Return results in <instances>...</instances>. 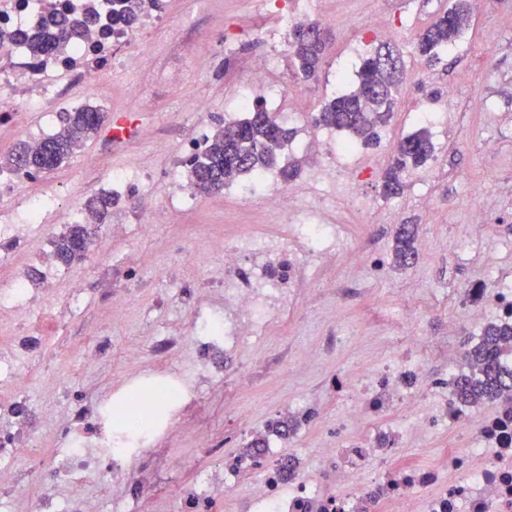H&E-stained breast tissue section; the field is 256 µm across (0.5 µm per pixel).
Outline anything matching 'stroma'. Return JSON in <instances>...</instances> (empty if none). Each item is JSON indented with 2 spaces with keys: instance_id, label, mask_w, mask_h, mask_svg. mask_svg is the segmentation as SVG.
<instances>
[{
  "instance_id": "1",
  "label": "stroma",
  "mask_w": 512,
  "mask_h": 512,
  "mask_svg": "<svg viewBox=\"0 0 512 512\" xmlns=\"http://www.w3.org/2000/svg\"><path fill=\"white\" fill-rule=\"evenodd\" d=\"M223 2V8L206 11L197 0H164L166 21L153 31L157 41H173L186 18L198 31L173 59L181 83L172 93L147 97L139 106L123 97L119 72L86 79L85 99L100 98L106 118L70 159L44 173L52 194L46 224L54 226V234L65 232L75 205L111 191L113 169L145 162L167 171L178 160L183 139L212 135L223 126L225 113L238 111L244 96L267 102L269 111L287 116L297 131L282 160L298 168L294 182L300 206L320 203L327 223L341 224L342 239L335 262L306 282L305 299L287 318H274L261 338L245 344L239 358L257 366L283 347L297 354L314 349L331 333L349 335L351 341L335 356L316 357L294 373L237 384L229 397L202 386L198 407L156 460L154 497L140 502L135 512H172L174 488L213 463V456L197 447L195 433L219 439L239 420L263 425L280 403L300 397L312 400L314 417L287 442L297 448L299 462L307 463L351 403L349 395L330 387V377L376 369L400 353L395 314L412 313L418 334L429 344L422 360L434 377L442 378L453 361L442 344L464 349L473 342L474 329L458 305L461 289L476 281L492 290L512 284V0H482L457 45L431 67L414 48L416 36L447 9L448 0H304L300 19L328 23L331 31L319 77L302 79L285 53L268 89L251 85L246 68L289 37V28L280 22L272 0ZM490 46L496 53L489 60L485 50ZM378 47L399 53L405 80L378 142L353 151L350 176L338 178L325 156L304 148L307 140L328 134L312 118L327 97L352 85L362 54ZM297 99L304 109L295 113L291 107ZM197 100L207 101L208 111H196ZM428 113L438 116L437 124L429 126L434 159L404 173L400 196L384 198L381 176L398 141L424 124ZM142 126L152 127L154 136H140ZM117 127L131 134L122 149L111 151L107 143ZM477 209L484 211V222L474 221ZM276 221L275 215L242 209L235 198L217 194L173 211L153 238L114 240L105 254L89 243L86 258L66 266L58 284L60 303L71 306L68 328L46 340L31 372L28 399L47 426L39 446H62L51 427L67 412L68 396L94 404L122 389L130 374L156 368L144 341L188 319L189 309L172 297V284L192 267L223 264L225 225ZM400 224L418 227V259L408 269L392 262ZM175 231L183 237L178 251L166 246ZM359 250L381 256L382 270L364 271L354 258ZM131 253L146 261L143 281L125 309L114 314L103 303L112 286V261ZM91 323L111 335L112 360L83 369L79 346ZM133 342L141 348L130 361L125 351ZM467 445L451 428L405 440L400 454L429 464L440 449Z\"/></svg>"
}]
</instances>
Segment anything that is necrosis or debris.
<instances>
[{
  "mask_svg": "<svg viewBox=\"0 0 512 512\" xmlns=\"http://www.w3.org/2000/svg\"><path fill=\"white\" fill-rule=\"evenodd\" d=\"M103 2L0 0V32L26 31L30 18L53 12L78 16ZM158 22V9L148 4L134 25L109 30L88 26L71 39L63 54L39 60L28 56L21 41H14L10 58L0 61V127L9 125L31 101L53 107L72 104L74 86L119 64L122 49H130L140 64L168 61L166 46L149 37ZM264 183L258 195L239 181L230 183L241 204L279 214L281 222L271 231L261 224H246L225 237L223 267L206 271L207 281L224 290V312L197 305L198 278L185 277L180 288L192 316L151 344L160 361L192 358L194 374H138L128 380L132 386L146 384L171 394L162 414L148 427L125 428L115 421L111 403L90 406L76 398L60 427L67 447H36L33 438L43 432L44 424L27 404L31 376L13 371L11 361L22 355L36 358L45 338L23 331L0 339V376L9 377L0 402L11 415L10 423L0 426V504L11 501L21 484L38 488L32 512H100L98 499L87 491L91 485L121 488L127 503L153 496L150 474L159 446L196 408L199 384L209 380L223 386L228 361L275 316L287 314L299 283L309 275L305 258L326 265L336 257L338 225L323 223L317 211L300 212L296 186L270 175ZM42 190L37 175L17 173L0 180V257L30 254V225L43 217L36 209ZM184 194L179 170L171 169L167 204L145 201L144 219L131 226H113V235L152 237ZM58 276L57 268L45 266L36 291L17 274L0 279V311H27L41 301L51 309L50 324L56 332H64V314L54 306ZM461 296L465 316L476 325H485L491 308L499 318L512 320L511 287L491 294L478 282L463 288ZM401 323L405 348L400 359L362 372L354 382L344 374L330 379L332 387L350 386L355 391L349 420L387 416L389 425L363 442L343 445L337 437H327L304 467L296 465L294 449L271 447L268 434L276 424L272 418L260 429L238 422L221 441L199 433L201 446L221 458L222 464L178 486L175 512H214L219 494L231 491L245 477L250 484L241 498V512H381L385 507L390 512H512V413L501 408L484 418L478 406L456 405L449 392L451 378L430 375L416 355L423 339L411 317L402 316ZM451 424L470 435L465 452L442 449L439 461L430 465L399 458L397 450L408 436L424 437ZM240 438L252 442L253 451L225 454L224 442ZM362 466L373 470L372 478H359ZM420 488L426 492L421 499L416 496Z\"/></svg>",
  "mask_w": 512,
  "mask_h": 512,
  "instance_id": "1",
  "label": "necrosis or debris"
}]
</instances>
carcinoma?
Wrapping results in <instances>:
<instances>
[{"label": "carcinoma", "mask_w": 512, "mask_h": 512, "mask_svg": "<svg viewBox=\"0 0 512 512\" xmlns=\"http://www.w3.org/2000/svg\"><path fill=\"white\" fill-rule=\"evenodd\" d=\"M143 0H122L116 20L126 24L136 18ZM471 20L469 0H450L448 9L419 34L416 49L423 61L432 66L441 61L456 44ZM321 28L316 21H299L291 29V48L297 72L305 80L318 78L324 57L325 41L311 36ZM74 31L61 26L54 35L36 37L30 50L39 55L65 46ZM381 49L362 59L357 81L349 92L325 102L314 121L318 126L350 135L343 146L368 145L378 138V130L386 126L394 112V92L404 79V72H384L379 67ZM104 113L95 106H85L60 115V128L32 145L20 143L5 160V165L23 173H45L60 166L98 130ZM295 128L288 126L279 115L255 102L246 115L224 124L204 142L203 150L188 161V178L203 194L224 190L231 177L258 174L278 168L285 182L297 175L293 166H278V151L293 141ZM434 144L430 133L420 128L401 139L391 166L382 176L383 195L392 197L402 187V173L410 167H420L433 157ZM115 203L112 195L100 194L89 199V205L104 221ZM416 225H399L392 246L393 262L399 267L411 266L417 256ZM91 234L83 224H72L68 232L53 241L54 255L68 266L85 257ZM512 347V321L497 319L487 322L478 341L467 349V355L478 365V371L460 374L454 383V396L465 404L496 401L512 406V363L507 360L506 347Z\"/></svg>", "instance_id": "1"}]
</instances>
